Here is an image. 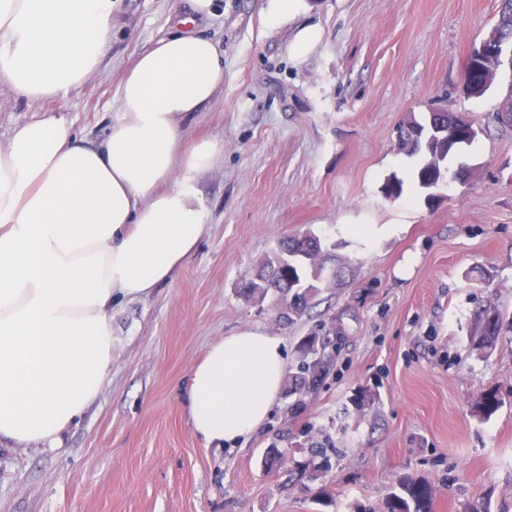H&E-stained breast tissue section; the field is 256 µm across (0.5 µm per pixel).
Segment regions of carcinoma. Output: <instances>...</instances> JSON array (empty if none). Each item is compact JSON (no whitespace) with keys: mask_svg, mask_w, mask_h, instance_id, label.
<instances>
[{"mask_svg":"<svg viewBox=\"0 0 512 512\" xmlns=\"http://www.w3.org/2000/svg\"><path fill=\"white\" fill-rule=\"evenodd\" d=\"M493 30L499 38L512 42V0H499L498 18ZM440 124H450L455 128V136L449 143H441L427 151L418 149L413 140L418 138L419 129L424 123L413 118L400 127V136L409 156L422 160L419 179L422 185L437 181L444 176L440 162L448 159L451 152L462 145L473 142V125L466 118L440 111L434 118ZM330 246L325 239L313 233L290 236L279 243L277 251L267 256L255 269L256 278L270 279L272 288L256 287L255 278H247L241 291L250 299H264L269 292L278 295L280 304L288 307V323L293 324L307 311L309 304L318 296L322 284L339 282L344 279L346 267L327 266ZM503 320L494 306L486 307L478 317L477 327L471 344L485 355H490L497 347ZM334 341L318 332L304 337L297 346L298 364L295 371L288 373L285 386L288 394L304 398L322 384L329 372L333 353L329 348ZM499 394L493 390L483 393L476 405V415L488 419L501 407ZM311 473L319 476L331 467L330 456L324 448L312 451L309 461Z\"/></svg>","mask_w":512,"mask_h":512,"instance_id":"carcinoma-1","label":"carcinoma"}]
</instances>
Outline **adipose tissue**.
<instances>
[{"label": "adipose tissue", "mask_w": 512, "mask_h": 512, "mask_svg": "<svg viewBox=\"0 0 512 512\" xmlns=\"http://www.w3.org/2000/svg\"><path fill=\"white\" fill-rule=\"evenodd\" d=\"M115 0H0V85L30 108L95 75ZM224 83L216 45L171 37L123 73L108 137L92 145L36 114L0 146V445H54L112 368V302L168 283L206 215L188 182L222 143L186 145L184 126ZM283 341L244 331L211 345L184 404L206 444L236 443L269 416Z\"/></svg>", "instance_id": "1"}]
</instances>
